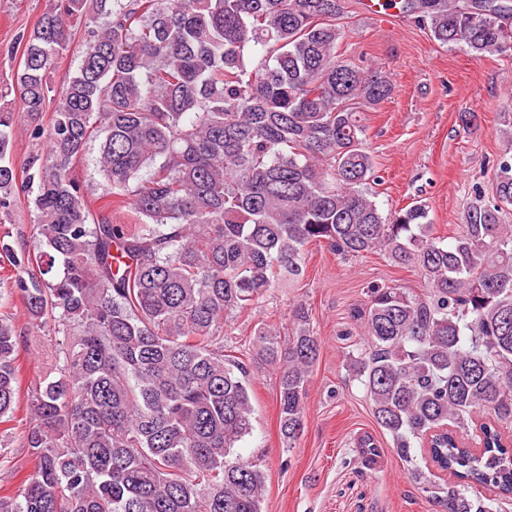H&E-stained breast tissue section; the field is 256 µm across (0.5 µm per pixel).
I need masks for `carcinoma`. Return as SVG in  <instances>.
<instances>
[{"label":"carcinoma","mask_w":512,"mask_h":512,"mask_svg":"<svg viewBox=\"0 0 512 512\" xmlns=\"http://www.w3.org/2000/svg\"><path fill=\"white\" fill-rule=\"evenodd\" d=\"M442 45L471 57L512 44V0H399ZM344 0H49L16 38L22 65L0 80V218L32 204L39 249L17 253L11 293L55 343L27 399L20 447L37 462L0 512H264L265 474L239 456L252 431L249 370L224 353V322L281 279L304 250L382 252L425 272L428 292L373 285L353 311L367 347L349 356L393 451L431 443L459 483L442 512H488L476 487L512 500V113L492 198L444 245L428 211L383 212L355 106L391 97L381 73L343 61ZM89 44L52 83L73 22ZM20 99L30 136L48 143L10 163ZM54 102L47 126L40 118ZM99 171L134 226L94 212L71 169L92 136ZM291 332L259 324L257 357L278 369L280 433L292 447L318 355L308 309ZM18 339L0 316V424L18 398ZM492 420L474 450L453 444L472 414Z\"/></svg>","instance_id":"cac0c4a2"}]
</instances>
